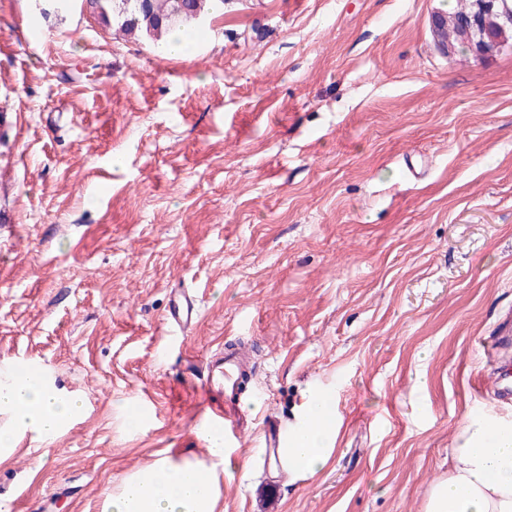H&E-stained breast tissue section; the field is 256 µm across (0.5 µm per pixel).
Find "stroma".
Listing matches in <instances>:
<instances>
[{
    "instance_id": "obj_1",
    "label": "stroma",
    "mask_w": 512,
    "mask_h": 512,
    "mask_svg": "<svg viewBox=\"0 0 512 512\" xmlns=\"http://www.w3.org/2000/svg\"><path fill=\"white\" fill-rule=\"evenodd\" d=\"M447 4L224 0L162 56L80 0H0V371L83 402L18 439L0 512H101L158 455L207 459L231 345L255 374L218 512H422L512 313V53L447 59ZM176 288L201 297L178 337ZM311 388L342 430L288 484L262 434ZM189 32L183 29L173 30L165 35L160 45L169 54L186 55L193 44L192 34H188Z\"/></svg>"
}]
</instances>
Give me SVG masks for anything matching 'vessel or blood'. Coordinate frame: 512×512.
Returning <instances> with one entry per match:
<instances>
[{
	"label": "vessel or blood",
	"mask_w": 512,
	"mask_h": 512,
	"mask_svg": "<svg viewBox=\"0 0 512 512\" xmlns=\"http://www.w3.org/2000/svg\"><path fill=\"white\" fill-rule=\"evenodd\" d=\"M199 314L196 296L178 291L167 317L172 334H181L192 326ZM244 354H218L208 363L202 389L203 408L209 421L224 430L225 440L235 438L241 421L239 396L242 376L246 372Z\"/></svg>",
	"instance_id": "obj_1"
}]
</instances>
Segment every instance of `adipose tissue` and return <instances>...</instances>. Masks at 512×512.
<instances>
[{"instance_id":"ef3b65f1","label":"adipose tissue","mask_w":512,"mask_h":512,"mask_svg":"<svg viewBox=\"0 0 512 512\" xmlns=\"http://www.w3.org/2000/svg\"><path fill=\"white\" fill-rule=\"evenodd\" d=\"M79 407L77 398L58 394L42 374L0 373V461L18 437L56 434ZM341 425L330 398L309 390L299 419L284 432V474L306 479L321 473L335 453ZM196 432L207 443L209 460L159 457L149 469L130 474L105 498L101 512H216L224 434L204 423ZM423 512H512V421L493 410L468 418L448 455L447 475L427 490Z\"/></svg>"}]
</instances>
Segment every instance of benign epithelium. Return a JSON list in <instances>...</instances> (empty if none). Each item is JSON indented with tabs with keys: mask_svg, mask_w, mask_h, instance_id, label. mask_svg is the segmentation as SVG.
I'll return each instance as SVG.
<instances>
[{
	"mask_svg": "<svg viewBox=\"0 0 512 512\" xmlns=\"http://www.w3.org/2000/svg\"><path fill=\"white\" fill-rule=\"evenodd\" d=\"M431 25L437 44L450 59L458 46L465 45L469 56L481 61L512 39V14L500 9L499 0H462L453 14L432 15Z\"/></svg>",
	"mask_w": 512,
	"mask_h": 512,
	"instance_id": "obj_1",
	"label": "benign epithelium"
}]
</instances>
